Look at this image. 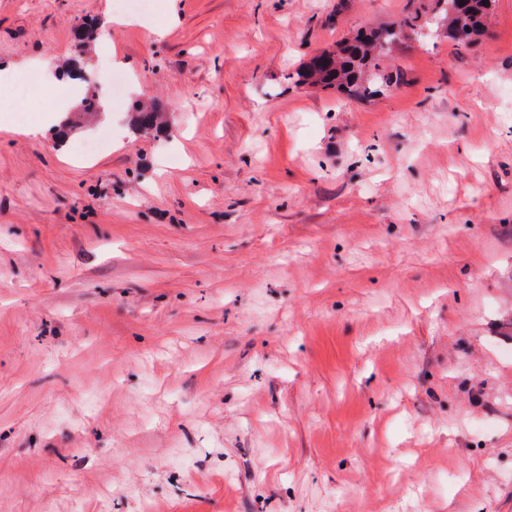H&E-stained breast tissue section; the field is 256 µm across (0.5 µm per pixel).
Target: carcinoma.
Returning a JSON list of instances; mask_svg holds the SVG:
<instances>
[{
    "mask_svg": "<svg viewBox=\"0 0 512 512\" xmlns=\"http://www.w3.org/2000/svg\"><path fill=\"white\" fill-rule=\"evenodd\" d=\"M493 2L488 0L484 5L482 0H437L441 8L431 16L416 8L388 26L360 32L334 52L314 55L305 65L302 78L312 86L342 87L352 98H371L399 80V75L387 73L379 66L380 59L399 41L436 27L444 29L448 40L466 47L482 32ZM133 122L140 129L156 128L159 112L138 106Z\"/></svg>",
    "mask_w": 512,
    "mask_h": 512,
    "instance_id": "cac0c4a2",
    "label": "carcinoma"
}]
</instances>
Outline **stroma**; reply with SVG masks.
<instances>
[{
  "label": "stroma",
  "instance_id": "1",
  "mask_svg": "<svg viewBox=\"0 0 512 512\" xmlns=\"http://www.w3.org/2000/svg\"><path fill=\"white\" fill-rule=\"evenodd\" d=\"M413 6L0 0L18 79L110 35L64 142L0 113V512H512V0L372 98L297 76Z\"/></svg>",
  "mask_w": 512,
  "mask_h": 512
}]
</instances>
